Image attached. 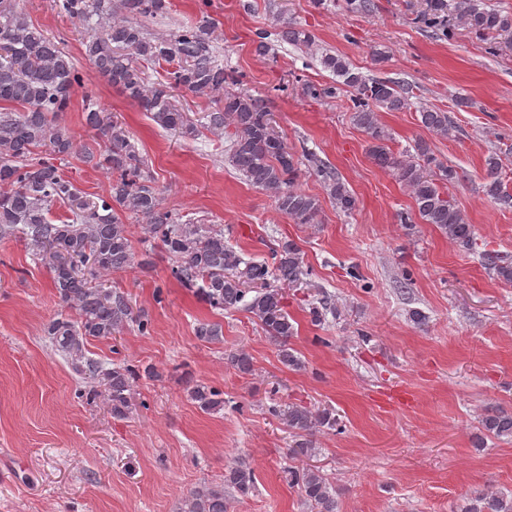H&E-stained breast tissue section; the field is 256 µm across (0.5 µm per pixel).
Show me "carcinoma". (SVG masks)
I'll return each instance as SVG.
<instances>
[{"mask_svg": "<svg viewBox=\"0 0 512 512\" xmlns=\"http://www.w3.org/2000/svg\"><path fill=\"white\" fill-rule=\"evenodd\" d=\"M49 5L57 16L84 29L85 59L159 127L183 138L197 136L201 128L223 136L228 163L251 186L269 193L278 210L294 223H317L319 200L296 187L301 176L296 152L273 126L264 100L244 89L240 76L224 68L215 22L203 19L164 35L150 32L149 24L167 15L169 0H49ZM452 18L462 21L475 37L491 42L492 48L512 49V11L490 7L483 0H425L417 15L419 23L444 38L453 36ZM278 36L308 55L319 56L322 68L350 89L352 120L368 136L369 156L391 172L414 200L415 217L402 214L400 221L412 224L418 219L436 226L452 243L477 256L488 274L512 285V253L477 250L474 225L448 193V185L458 180L457 171L437 161L424 139L415 143L412 153L396 155L388 146L390 134L378 112L411 108L404 85L366 78L343 56L319 51L311 31L284 18ZM157 66L166 68V81L151 80L147 68ZM83 88L84 74L64 42L34 24L20 0H0V238L23 240L33 261L49 269L61 307L76 311L75 319L57 314L45 333L75 370L94 383L90 398H103L114 418L124 419L131 412L137 372L121 364L106 369L85 356L90 340H111L134 322L140 331L147 329L145 320L134 315L129 298L111 287L112 274L134 262L125 217L141 220L144 240L160 244L171 261L173 279L212 309L250 313L278 342L281 362L302 368V361L288 347L296 328L283 295V288H295L311 276L300 247L283 240L271 249L270 260L256 262L229 244L223 229L184 221L166 210L134 136L88 91L82 98V119L100 143L77 151L63 112ZM177 91L210 95L218 106L203 113L199 123L178 103ZM420 123L430 133L449 134L446 111L424 109ZM77 152L84 162L110 175L106 193L88 195L55 164ZM502 170L500 155H489L484 188L494 202L508 209L512 188ZM315 175L322 178L337 208L345 213L355 209V197L335 172L318 164ZM195 335L201 341L218 342L221 326L200 321ZM190 397L207 413L224 407L223 392L212 387L197 384ZM272 414L288 427L297 457L312 456V436L336 425L330 413L294 404L275 407ZM480 426L489 436L512 440V412L488 414ZM285 474L289 484L299 487L312 512H336V497L320 471L289 467ZM224 485L247 496L255 487L253 471L231 466L225 470ZM182 512H227L224 489L204 486L190 491ZM460 512H512V498L490 489L476 491Z\"/></svg>", "mask_w": 512, "mask_h": 512, "instance_id": "1", "label": "carcinoma"}]
</instances>
